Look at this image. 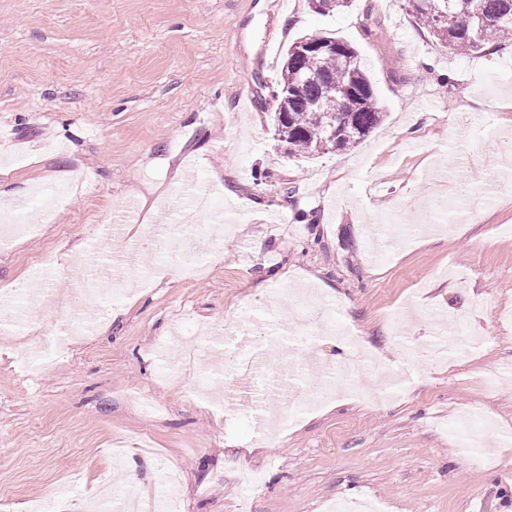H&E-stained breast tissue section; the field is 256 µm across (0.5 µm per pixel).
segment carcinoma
Returning a JSON list of instances; mask_svg holds the SVG:
<instances>
[{"label": "carcinoma", "mask_w": 512, "mask_h": 512, "mask_svg": "<svg viewBox=\"0 0 512 512\" xmlns=\"http://www.w3.org/2000/svg\"><path fill=\"white\" fill-rule=\"evenodd\" d=\"M313 11L325 15L352 6L353 0H310ZM419 24L455 54L476 55L488 45L512 38V0H407ZM306 35L289 46L277 90L272 94L277 141L285 153L308 158L319 143L336 133L335 149L356 147L382 121L373 85L358 51L336 44L328 53L294 51Z\"/></svg>", "instance_id": "cac0c4a2"}]
</instances>
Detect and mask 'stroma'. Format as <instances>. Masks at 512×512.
<instances>
[{
	"instance_id": "obj_1",
	"label": "stroma",
	"mask_w": 512,
	"mask_h": 512,
	"mask_svg": "<svg viewBox=\"0 0 512 512\" xmlns=\"http://www.w3.org/2000/svg\"><path fill=\"white\" fill-rule=\"evenodd\" d=\"M355 47L384 118L357 147L300 161L274 130L285 52L304 35ZM512 155V43L480 55L448 52L405 0H355L323 16L308 0H0V194L28 198L54 221L0 249V294L21 285L31 257L56 294L75 290L141 225L224 224L218 246L129 269L150 276L136 295L106 301L93 334L74 337L52 370L23 373L18 357L52 338L68 313L29 307L27 335L0 332V512H82L98 486L134 467L145 512L181 472L178 512H321L372 499L381 512H512V446L467 459L448 424L477 411L512 433V384L487 394L483 376L512 369V177L482 182L491 203L469 212L459 187L483 149ZM221 202L187 208L191 179ZM268 207L252 209L250 200ZM138 211L107 252L101 227ZM82 255L69 257L73 243ZM287 279H279V272ZM316 287L336 323L376 349L354 383L272 436L239 413L246 393L229 372L170 346L173 323L261 330L300 323L298 290ZM466 324L478 353L457 360L443 318ZM420 343L427 359L410 362ZM343 338L267 346L265 362L312 360L332 370ZM186 377L161 380L172 363ZM212 375L225 409L193 400ZM251 467L252 489L239 480Z\"/></svg>"
}]
</instances>
